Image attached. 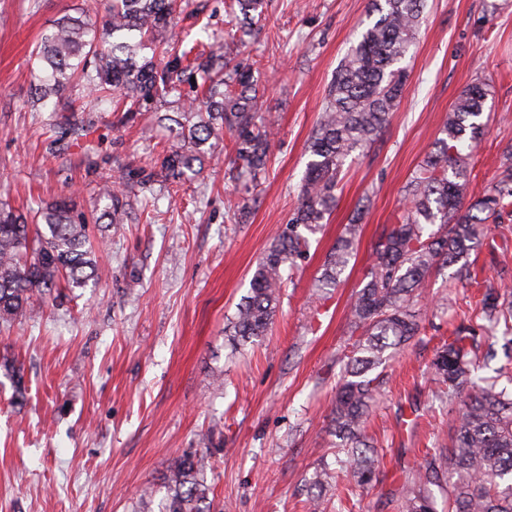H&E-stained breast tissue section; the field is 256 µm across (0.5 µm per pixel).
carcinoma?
Returning a JSON list of instances; mask_svg holds the SVG:
<instances>
[{"label": "carcinoma", "instance_id": "1", "mask_svg": "<svg viewBox=\"0 0 512 512\" xmlns=\"http://www.w3.org/2000/svg\"><path fill=\"white\" fill-rule=\"evenodd\" d=\"M186 0H107L101 23L98 0H85L73 16L57 18L42 36L37 51L32 106L58 105L77 86L97 101L119 95L124 109L117 123L169 97L180 105L173 129L180 146L156 159L141 184L169 185L198 177L213 157L224 131L233 137L232 170L255 183L267 163L272 122L263 115L260 75L254 62L239 55L236 35L225 50L193 54L195 46H172L165 33ZM245 22L257 25L264 0H235ZM422 0H370L374 21L344 56L328 86L320 120L309 139L310 160L293 216L265 252L250 288L225 328L236 351L261 340L276 315L285 273L296 267L308 245L307 235L321 231L336 206L343 168L386 127L400 102L407 69L401 66L417 40ZM195 55L193 65L186 64ZM199 74L203 95H183L182 86ZM486 84L472 82L443 122L435 149L407 181L406 200L373 244L366 283L349 306L354 337L340 350L341 379L336 385L332 433L336 437V473L360 487L378 486L386 478L382 457L364 425L380 394L375 372L421 333L414 311L426 274L436 265L468 271L469 255L482 244L489 225L512 213V150L503 156L502 172L483 196L465 203L470 151L483 139L481 121ZM107 200L95 222L124 223L132 208L129 196L104 185ZM30 229L22 216L0 209V320L23 316L36 298H45L61 283L84 288L95 277L97 255L84 213L72 198L37 210ZM360 218L346 225L316 279L322 300L348 268L360 238ZM481 323L462 320L442 344L431 364L433 397L458 405L450 443L432 448L421 462L401 470L383 492L399 512H437L433 488L444 493V512H512V289L488 288L478 302ZM504 361H498L496 344ZM208 451L186 452L172 460L159 485L140 495L158 512H211L207 483ZM311 483L313 512L332 484L323 466ZM162 497H157V494Z\"/></svg>", "mask_w": 512, "mask_h": 512}]
</instances>
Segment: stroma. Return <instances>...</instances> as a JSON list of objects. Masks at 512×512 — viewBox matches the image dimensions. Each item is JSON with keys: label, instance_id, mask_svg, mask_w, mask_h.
I'll list each match as a JSON object with an SVG mask.
<instances>
[{"label": "stroma", "instance_id": "1", "mask_svg": "<svg viewBox=\"0 0 512 512\" xmlns=\"http://www.w3.org/2000/svg\"><path fill=\"white\" fill-rule=\"evenodd\" d=\"M169 42L200 38L202 51L230 27L224 0H193ZM83 0H0V204L25 214L72 196L79 211L102 209L98 190L140 180L152 158L176 143L167 122L141 112L118 125L110 104L94 107L85 145L31 105L35 50L62 13ZM368 0H267L262 22L244 37L243 56L265 84L264 111L277 135L258 185L232 178L231 136L215 160L175 199L154 211L132 209L106 230L97 277L37 301L0 323V512H143L141 488L159 483L171 460L212 437L207 481L220 512H311L305 485L334 451L329 432L340 366L351 334L347 305L364 282L372 246L394 222L402 187L435 147L442 122L474 79L488 89L489 131L469 164L468 197L501 172L512 146V0H424L420 32L406 64L403 97L377 140L345 165L336 209L310 236L306 259L287 282L264 341L231 352L224 327L246 294L257 263L297 208L306 146L328 85L368 23ZM358 253L329 299L314 296L324 260L361 197ZM512 216L493 226L470 267L471 280L448 287L449 269L426 276L423 327L384 372V394L367 423L388 473L447 447L456 416L432 400L428 367L454 324L475 316L483 289L512 285ZM23 369L25 400L13 399L5 365ZM421 402L416 426L398 408ZM325 512H394L379 490L345 475Z\"/></svg>", "mask_w": 512, "mask_h": 512}]
</instances>
